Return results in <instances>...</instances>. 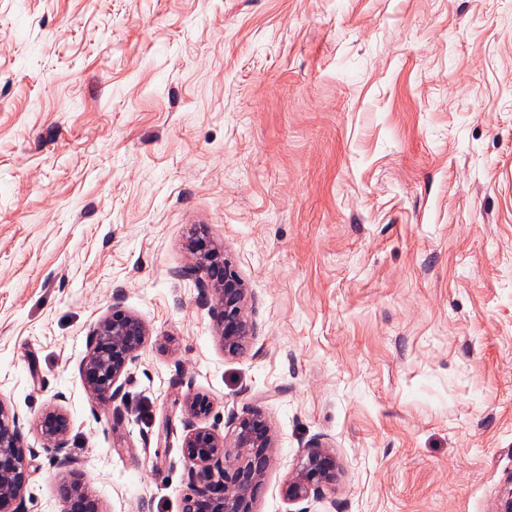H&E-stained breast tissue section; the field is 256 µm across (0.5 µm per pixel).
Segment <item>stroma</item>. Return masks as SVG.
<instances>
[{
	"label": "stroma",
	"instance_id": "stroma-1",
	"mask_svg": "<svg viewBox=\"0 0 512 512\" xmlns=\"http://www.w3.org/2000/svg\"><path fill=\"white\" fill-rule=\"evenodd\" d=\"M248 290L225 355L176 272L193 229ZM122 397L79 365L113 300ZM277 446L255 512H500L512 492V0H0V397L25 512H181L175 401ZM72 421V471L36 422ZM122 420H115L114 409ZM332 500L288 501L312 441ZM148 335L138 316L123 309L120 300L113 301L87 337L88 352L79 367L85 389L100 402L117 401L123 395L128 366L138 358ZM63 512H98V508L88 498L78 482H73L63 489Z\"/></svg>",
	"mask_w": 512,
	"mask_h": 512
}]
</instances>
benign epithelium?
Instances as JSON below:
<instances>
[{
	"label": "benign epithelium",
	"mask_w": 512,
	"mask_h": 512,
	"mask_svg": "<svg viewBox=\"0 0 512 512\" xmlns=\"http://www.w3.org/2000/svg\"><path fill=\"white\" fill-rule=\"evenodd\" d=\"M187 250L192 261L178 270L177 276L197 281L200 306L209 309L215 319L224 354L237 355L253 335L246 315L247 288L224 257V250L202 233L191 234ZM147 336L145 323L115 299L87 337L88 352L79 367L85 389L100 402L117 401L123 395L128 366L138 358ZM210 409L207 396L186 393L182 448L188 464V492L182 500V512H254L275 447L272 426L262 411L253 407L241 416H232L230 434L219 436L198 426ZM36 428L55 466H72L67 412L59 407L47 409ZM34 457L36 450L24 446L19 415L0 398V512H24L21 492L29 482ZM337 470L335 454L322 443L312 442L288 478V500L328 498L336 487ZM62 512H98V508L80 484L73 482L63 489Z\"/></svg>",
	"instance_id": "benign-epithelium-1"
}]
</instances>
